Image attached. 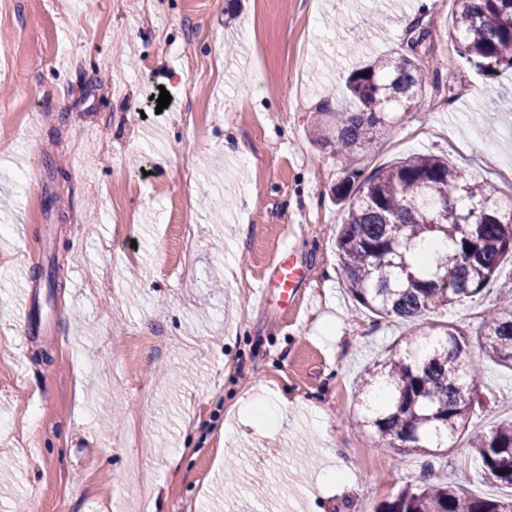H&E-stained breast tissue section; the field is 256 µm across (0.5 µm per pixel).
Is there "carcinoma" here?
Masks as SVG:
<instances>
[{"instance_id":"cac0c4a2","label":"carcinoma","mask_w":512,"mask_h":512,"mask_svg":"<svg viewBox=\"0 0 512 512\" xmlns=\"http://www.w3.org/2000/svg\"><path fill=\"white\" fill-rule=\"evenodd\" d=\"M461 54L512 67V0H454L453 33ZM425 87L417 59L382 56L351 72L347 88L357 108H336L324 143L346 164L337 192L349 199L336 238L341 270L353 298L382 318L423 335L425 312L471 299L512 258V198L470 178L443 155L404 158L367 176L355 161L392 129L391 111L414 107ZM442 237L446 248L417 255L419 242ZM478 336L484 356L512 370V304L484 315ZM482 363L468 355L466 333L452 323L424 342L421 357L391 355L366 370L359 395L366 413L357 426L390 444L427 456L468 427L481 403ZM387 391L370 400L373 386ZM469 448L483 474L512 490V422L472 438ZM375 512H512V496H469L444 483L408 487Z\"/></svg>"}]
</instances>
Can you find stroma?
Instances as JSON below:
<instances>
[{"mask_svg": "<svg viewBox=\"0 0 512 512\" xmlns=\"http://www.w3.org/2000/svg\"><path fill=\"white\" fill-rule=\"evenodd\" d=\"M452 13L453 0H0V512H374L427 476L505 496L467 444L512 420L511 370L484 362L467 434L437 457L351 424L364 369L409 346L402 323L353 300L333 247L345 164L322 140L346 77L422 35L425 91L359 167L445 154L512 196V112L484 109L512 99V71L457 60ZM283 254L303 272L293 299L257 304ZM511 286L507 260L472 302L422 321L476 333ZM340 464L348 479H328Z\"/></svg>", "mask_w": 512, "mask_h": 512, "instance_id": "35a3bbf8", "label": "stroma"}]
</instances>
